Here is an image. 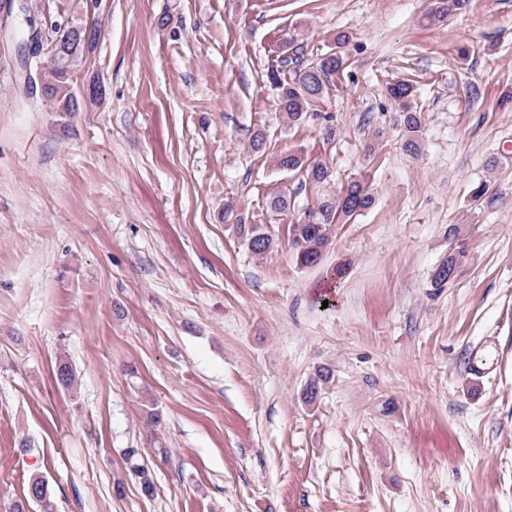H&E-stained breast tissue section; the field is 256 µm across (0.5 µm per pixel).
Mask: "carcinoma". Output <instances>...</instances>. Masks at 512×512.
Returning <instances> with one entry per match:
<instances>
[{
	"instance_id": "1",
	"label": "carcinoma",
	"mask_w": 512,
	"mask_h": 512,
	"mask_svg": "<svg viewBox=\"0 0 512 512\" xmlns=\"http://www.w3.org/2000/svg\"><path fill=\"white\" fill-rule=\"evenodd\" d=\"M465 0H436L431 17L441 21L453 12L463 8ZM50 40L45 45L46 52L35 64L38 86L56 104L59 112H75L78 101L71 86V73L80 55L86 48L92 47L98 38V29L94 25H73L55 23ZM348 36L338 34L333 37V47L320 53L307 64L287 69L288 58L268 69L267 77L278 93L279 109L286 115L288 123L299 125L307 117L308 109L324 100L327 90L332 86V77L345 66L343 47ZM415 92L412 80H397L385 85L386 96L399 108V122L404 148L415 154L422 137L420 113L412 110L411 101ZM275 167L303 174L304 183L313 192V203L304 208L303 217L288 225V241L299 265L309 267L320 262L329 244V228L343 220L370 209L375 202L371 185L363 177L349 180L342 188L335 189L333 170L323 159L308 160L296 150L282 152L275 157ZM247 229L246 241L250 251L258 256L273 247V239L259 224L241 225ZM460 229L455 224L448 225V255L434 268L431 284L435 288L444 287L457 272L466 248L459 239ZM332 372L327 367L317 369L311 379L305 399L312 402L319 386L330 382ZM55 380L66 390L73 389L76 375L66 362L58 364ZM130 471L138 478L140 489L147 497L155 496L156 486L151 471L140 463L136 448L126 451ZM35 504L41 512H52L53 504L48 484L39 475L29 479L25 493V502H16L12 512H28V504Z\"/></svg>"
}]
</instances>
